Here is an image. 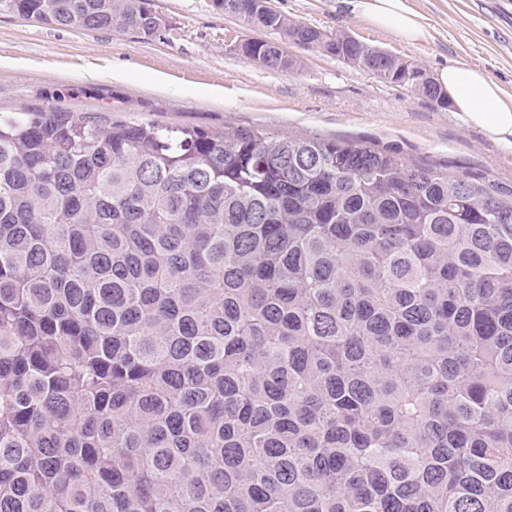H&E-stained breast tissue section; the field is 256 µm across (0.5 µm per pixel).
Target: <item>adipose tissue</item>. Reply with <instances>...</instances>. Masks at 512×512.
Masks as SVG:
<instances>
[{
    "instance_id": "1",
    "label": "adipose tissue",
    "mask_w": 512,
    "mask_h": 512,
    "mask_svg": "<svg viewBox=\"0 0 512 512\" xmlns=\"http://www.w3.org/2000/svg\"><path fill=\"white\" fill-rule=\"evenodd\" d=\"M354 14L372 28L389 31L411 46L429 30L408 0H351ZM436 83L448 94L459 118L496 142L512 144V100L485 71L465 65L440 70Z\"/></svg>"
}]
</instances>
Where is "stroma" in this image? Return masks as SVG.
<instances>
[{
  "mask_svg": "<svg viewBox=\"0 0 512 512\" xmlns=\"http://www.w3.org/2000/svg\"><path fill=\"white\" fill-rule=\"evenodd\" d=\"M156 36L58 29L0 13V112L52 107L131 122L269 135L344 138L512 179V146L489 140L453 108L434 106L315 48L288 45L294 68L267 69L234 52L254 37L213 0H149ZM327 32L341 31L437 74L460 64L485 70L512 98V0H410L430 36L410 46L358 19L350 0H271Z\"/></svg>",
  "mask_w": 512,
  "mask_h": 512,
  "instance_id": "1",
  "label": "stroma"
}]
</instances>
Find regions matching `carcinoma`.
Returning a JSON list of instances; mask_svg holds the SVG:
<instances>
[{"instance_id": "1", "label": "carcinoma", "mask_w": 512, "mask_h": 512, "mask_svg": "<svg viewBox=\"0 0 512 512\" xmlns=\"http://www.w3.org/2000/svg\"><path fill=\"white\" fill-rule=\"evenodd\" d=\"M421 93L412 61L214 0ZM0 11L149 39L147 0ZM0 512H512V181L344 139L0 112Z\"/></svg>"}]
</instances>
